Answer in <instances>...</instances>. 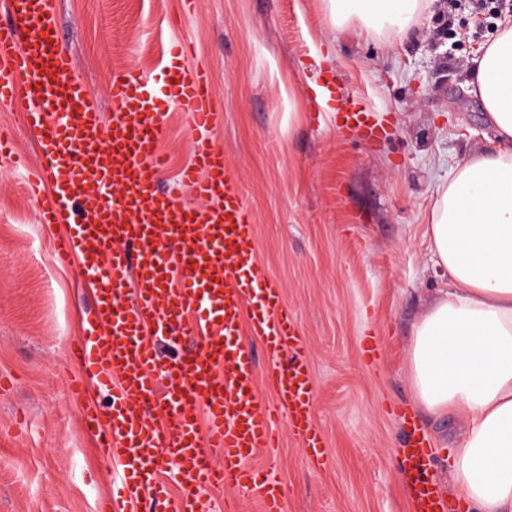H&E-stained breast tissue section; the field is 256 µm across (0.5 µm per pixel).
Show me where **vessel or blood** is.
I'll return each mask as SVG.
<instances>
[{"label": "vessel or blood", "mask_w": 512, "mask_h": 512, "mask_svg": "<svg viewBox=\"0 0 512 512\" xmlns=\"http://www.w3.org/2000/svg\"><path fill=\"white\" fill-rule=\"evenodd\" d=\"M8 8L0 102H27L26 121L42 139L40 165L56 174L48 185L29 179L27 189L47 200L41 223L69 225L56 256L63 264L81 258L101 328L71 347L111 397L108 410L90 403L84 414L100 453L121 468L122 484L100 512H132L167 496L166 462L179 487L173 512H210L205 492L216 486L250 489L263 512H285L282 479L251 468L250 458L276 448L283 420L314 464L326 459L325 441L313 418L305 342L257 262L250 211L229 156L210 135L223 115L208 70L187 64L184 43L162 93L139 70H114L107 123L90 88L71 77L73 58L58 47L49 0H8ZM174 107L193 132V160L179 178L192 206L158 186L165 169L158 142ZM360 110L354 98H337L339 126H364ZM246 328L265 343L272 397L256 389L255 361L241 343ZM176 334L193 344L161 358L151 337ZM429 459L424 434L413 431L404 460L415 478V512H447L442 489L421 476Z\"/></svg>", "instance_id": "1"}]
</instances>
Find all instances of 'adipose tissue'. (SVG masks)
<instances>
[{
	"mask_svg": "<svg viewBox=\"0 0 512 512\" xmlns=\"http://www.w3.org/2000/svg\"><path fill=\"white\" fill-rule=\"evenodd\" d=\"M336 27L413 35L426 0H328ZM469 84L496 149L460 162L429 226L439 289L409 350L416 405L455 414L464 432L448 472L469 512H512V24L475 58Z\"/></svg>",
	"mask_w": 512,
	"mask_h": 512,
	"instance_id": "ef3b65f1",
	"label": "adipose tissue"
}]
</instances>
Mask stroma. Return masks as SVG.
<instances>
[{
  "label": "stroma",
  "instance_id": "obj_1",
  "mask_svg": "<svg viewBox=\"0 0 512 512\" xmlns=\"http://www.w3.org/2000/svg\"><path fill=\"white\" fill-rule=\"evenodd\" d=\"M74 75L112 111L113 70L162 78L175 43L206 68L223 119L212 131L230 157L256 225L257 256L282 289L306 343L315 381L314 420L329 456L309 464L287 424L254 466L281 476L286 512H411L402 471L413 415L432 447L429 467L452 512L446 456L462 431L455 415L428 418L414 400L408 351L413 327L439 288L426 235L439 185L456 164L494 146L481 102L467 90L480 47L512 9L476 18L433 0L417 41L336 30L328 0H51ZM357 94L376 135L338 128L333 103L308 77ZM22 102H0L13 152L0 157V512H97L120 472L95 451L73 380L93 384L71 356L95 328L80 260L56 263L68 230L39 221L26 192L39 138ZM192 132L171 109L159 147L164 190L179 192ZM381 341L378 360L363 355Z\"/></svg>",
  "mask_w": 512,
  "mask_h": 512
}]
</instances>
